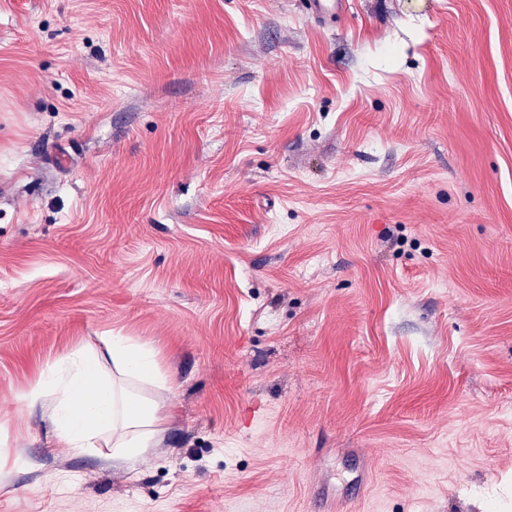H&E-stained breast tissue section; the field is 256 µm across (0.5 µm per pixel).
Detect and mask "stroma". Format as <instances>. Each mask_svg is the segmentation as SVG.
<instances>
[{
  "label": "stroma",
  "instance_id": "35a3bbf8",
  "mask_svg": "<svg viewBox=\"0 0 512 512\" xmlns=\"http://www.w3.org/2000/svg\"><path fill=\"white\" fill-rule=\"evenodd\" d=\"M0 512H512V0H0ZM97 346H83L67 359L68 377L51 399L53 447L112 448V462L130 465L157 443L166 422L163 401L143 395L137 384L163 387L154 353L127 336L106 333Z\"/></svg>",
  "mask_w": 512,
  "mask_h": 512
}]
</instances>
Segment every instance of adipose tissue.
Instances as JSON below:
<instances>
[{
    "label": "adipose tissue",
    "instance_id": "ef3b65f1",
    "mask_svg": "<svg viewBox=\"0 0 512 512\" xmlns=\"http://www.w3.org/2000/svg\"><path fill=\"white\" fill-rule=\"evenodd\" d=\"M68 376L51 399L52 446L77 451L105 443L114 463L130 465L154 447L166 422L163 401L143 384L164 386L154 353L129 337L107 333L96 346L74 351Z\"/></svg>",
    "mask_w": 512,
    "mask_h": 512
}]
</instances>
